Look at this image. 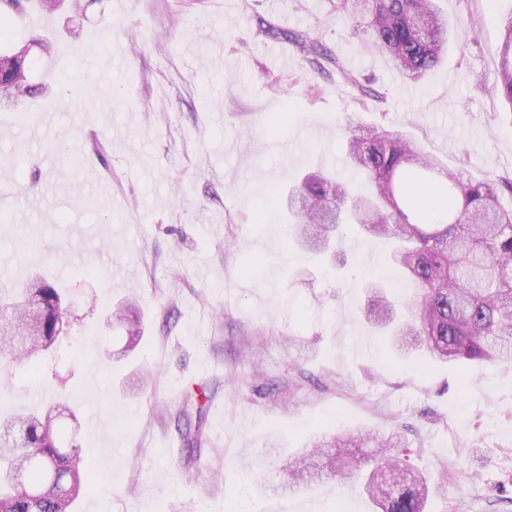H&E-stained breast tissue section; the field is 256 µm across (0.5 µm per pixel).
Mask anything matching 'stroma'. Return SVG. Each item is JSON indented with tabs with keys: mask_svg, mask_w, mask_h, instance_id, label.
<instances>
[{
	"mask_svg": "<svg viewBox=\"0 0 512 512\" xmlns=\"http://www.w3.org/2000/svg\"><path fill=\"white\" fill-rule=\"evenodd\" d=\"M81 4L0 24L2 49L48 33L79 51L50 66L32 50L49 90L0 102V280L42 274L68 309L50 354L0 368V411L36 390L74 408L93 481L74 512H373L355 481L287 490L282 464L317 435L390 429L428 482L425 512H512V367L397 353L360 312L376 274L409 289L391 240L351 231L315 254L287 234L283 204L307 172L348 175L352 113L466 175L512 174V120L493 91L512 0H440L458 33L418 83L335 0ZM261 18L277 36L258 35ZM308 30L324 66L287 39ZM347 70L380 100L358 101ZM90 165L112 189L95 209ZM129 298L143 338L111 361L125 338L106 312ZM291 376L287 401L267 396ZM200 385L208 442L186 469L177 417Z\"/></svg>",
	"mask_w": 512,
	"mask_h": 512,
	"instance_id": "1",
	"label": "stroma"
}]
</instances>
